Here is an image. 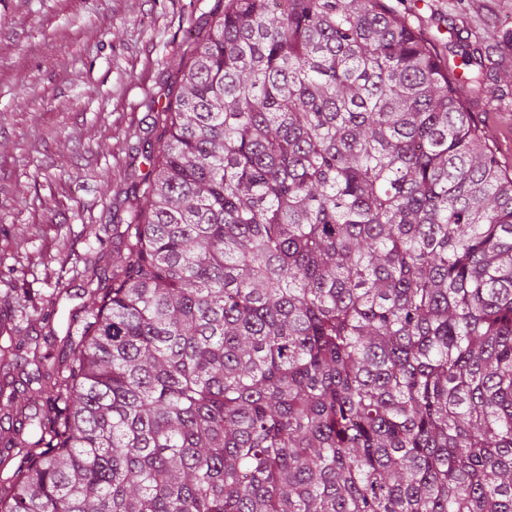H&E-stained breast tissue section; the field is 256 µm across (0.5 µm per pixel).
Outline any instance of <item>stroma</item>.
I'll use <instances>...</instances> for the list:
<instances>
[{"mask_svg":"<svg viewBox=\"0 0 512 512\" xmlns=\"http://www.w3.org/2000/svg\"><path fill=\"white\" fill-rule=\"evenodd\" d=\"M461 67L480 40L503 57V96L467 101L512 174V0H385ZM217 0H0V312L18 335L66 333L70 310L112 261V227L128 223L150 169L129 145L156 140L158 114L189 60L190 22ZM53 310L51 324L37 311Z\"/></svg>","mask_w":512,"mask_h":512,"instance_id":"obj_1","label":"stroma"}]
</instances>
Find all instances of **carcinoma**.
I'll use <instances>...</instances> for the list:
<instances>
[{"instance_id": "cac0c4a2", "label": "carcinoma", "mask_w": 512, "mask_h": 512, "mask_svg": "<svg viewBox=\"0 0 512 512\" xmlns=\"http://www.w3.org/2000/svg\"><path fill=\"white\" fill-rule=\"evenodd\" d=\"M58 354L0 319V512H512V177L384 0H226ZM43 400L29 413L25 390Z\"/></svg>"}]
</instances>
